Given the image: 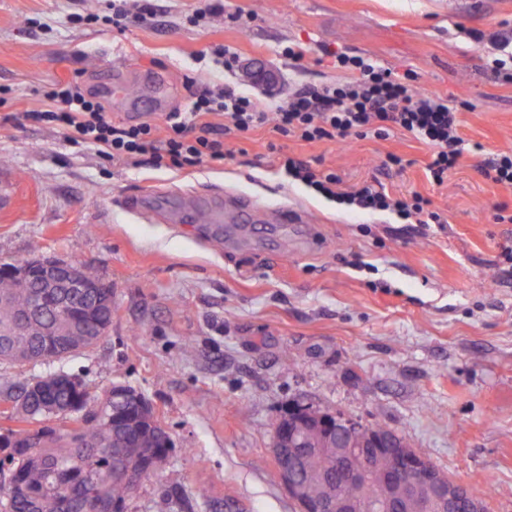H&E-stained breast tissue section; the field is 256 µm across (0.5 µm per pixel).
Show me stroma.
Listing matches in <instances>:
<instances>
[{
	"mask_svg": "<svg viewBox=\"0 0 512 512\" xmlns=\"http://www.w3.org/2000/svg\"><path fill=\"white\" fill-rule=\"evenodd\" d=\"M199 6L156 0L153 18L118 30L95 22L102 0H0V261L50 255L112 285V326L93 348L0 364V378L62 370L91 395L125 383L152 402L174 448L127 512H154L165 487L182 492L187 512H297L270 446L274 421L306 400L395 430L474 491L493 480L488 512H512V264L501 256L512 223L494 221L496 206L512 208V188L479 171L512 149V84L491 77L484 45L467 36L512 31V0H224L223 14L206 17ZM215 44L238 54L239 69L201 60ZM339 52L472 103L459 114L467 147L443 184L426 170L428 147L398 128L306 143L266 126L227 139L224 159L177 169L113 164L31 116L46 87L73 82L114 121L162 129L166 112L185 111L188 80L281 104L345 82ZM117 74L142 97L144 78H164L165 112L118 106L104 90ZM280 150L347 186L374 179L396 196L421 194L448 222L350 212L289 179ZM391 154L404 169L386 167ZM215 193L256 207L255 222L218 237L206 210L168 224L122 204ZM281 206L311 223L279 230L271 213Z\"/></svg>",
	"mask_w": 512,
	"mask_h": 512,
	"instance_id": "1",
	"label": "stroma"
}]
</instances>
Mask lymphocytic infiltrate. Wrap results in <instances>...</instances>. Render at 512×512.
<instances>
[{"mask_svg": "<svg viewBox=\"0 0 512 512\" xmlns=\"http://www.w3.org/2000/svg\"><path fill=\"white\" fill-rule=\"evenodd\" d=\"M336 66L350 73L349 81L295 91L275 107L218 84L205 86L188 111L169 114L162 138L148 122L114 123L100 103L75 85L46 90L48 107L38 117L63 128L68 137L99 147L113 162L174 168L223 158L227 138L267 124L278 135L304 142L348 135L382 138L398 127L430 146L427 169L435 183H443L461 156L457 106L446 97L417 92L411 76H396L368 56L340 53ZM279 165L288 177L352 209L391 212L407 224L443 221L420 194L394 197L371 181L345 188L336 173L288 154L281 155Z\"/></svg>", "mask_w": 512, "mask_h": 512, "instance_id": "f902f5d3", "label": "lymphocytic infiltrate"}]
</instances>
